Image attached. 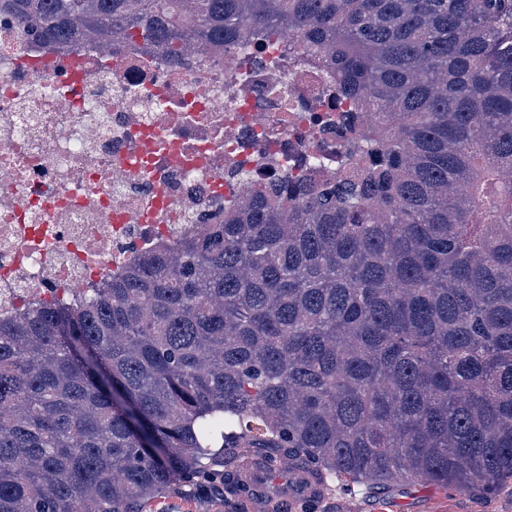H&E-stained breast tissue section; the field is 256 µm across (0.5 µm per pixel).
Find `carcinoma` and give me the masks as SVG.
<instances>
[{
  "label": "carcinoma",
  "instance_id": "1",
  "mask_svg": "<svg viewBox=\"0 0 512 512\" xmlns=\"http://www.w3.org/2000/svg\"><path fill=\"white\" fill-rule=\"evenodd\" d=\"M0 13L39 43L175 59L286 33L359 108L332 182L260 184L77 307L0 319V512H131L250 448L344 491L512 481V0Z\"/></svg>",
  "mask_w": 512,
  "mask_h": 512
}]
</instances>
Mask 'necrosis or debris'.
<instances>
[{
	"label": "necrosis or debris",
	"mask_w": 512,
	"mask_h": 512,
	"mask_svg": "<svg viewBox=\"0 0 512 512\" xmlns=\"http://www.w3.org/2000/svg\"><path fill=\"white\" fill-rule=\"evenodd\" d=\"M283 45L172 64L134 43L60 49L0 28V316L75 301L283 175L329 181L351 110Z\"/></svg>",
	"instance_id": "4bbe7bcc"
}]
</instances>
